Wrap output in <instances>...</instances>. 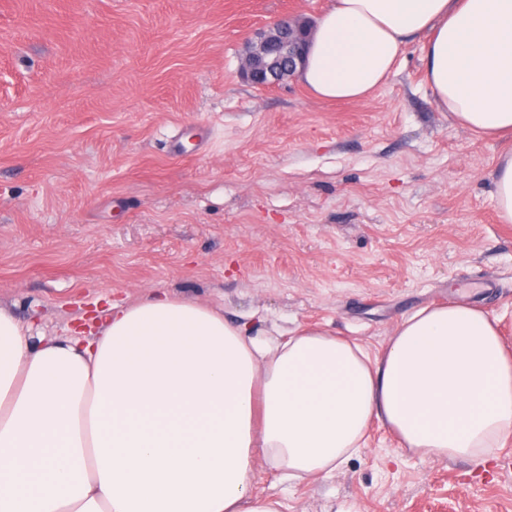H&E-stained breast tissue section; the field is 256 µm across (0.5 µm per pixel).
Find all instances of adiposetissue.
Returning a JSON list of instances; mask_svg holds the SVG:
<instances>
[{
	"label": "adipose tissue",
	"instance_id": "obj_1",
	"mask_svg": "<svg viewBox=\"0 0 512 512\" xmlns=\"http://www.w3.org/2000/svg\"><path fill=\"white\" fill-rule=\"evenodd\" d=\"M439 109L512 134V0H333L304 85L371 98L409 39ZM435 457L487 461L512 437V357L464 302L404 317L382 355L321 328L285 340L154 290L112 305L91 339L33 337L0 306V512H277L283 482L329 473L372 424Z\"/></svg>",
	"mask_w": 512,
	"mask_h": 512
}]
</instances>
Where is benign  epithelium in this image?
Wrapping results in <instances>:
<instances>
[{
    "mask_svg": "<svg viewBox=\"0 0 512 512\" xmlns=\"http://www.w3.org/2000/svg\"><path fill=\"white\" fill-rule=\"evenodd\" d=\"M310 22L290 14L274 21L244 45L239 74L251 84L274 85L305 66Z\"/></svg>",
    "mask_w": 512,
    "mask_h": 512,
    "instance_id": "benign-epithelium-1",
    "label": "benign epithelium"
}]
</instances>
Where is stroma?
Returning a JSON list of instances; mask_svg holds the SVG:
<instances>
[{
    "label": "stroma",
    "instance_id": "1",
    "mask_svg": "<svg viewBox=\"0 0 512 512\" xmlns=\"http://www.w3.org/2000/svg\"><path fill=\"white\" fill-rule=\"evenodd\" d=\"M330 0H0V306L63 336L156 288L266 338L317 326L382 354L406 315L467 298L512 351V140L440 110L421 41L369 100L238 74L245 42ZM280 512H512V439L485 464L372 426ZM495 194L501 220L512 223V151L504 152L498 159L495 178Z\"/></svg>",
    "mask_w": 512,
    "mask_h": 512
}]
</instances>
